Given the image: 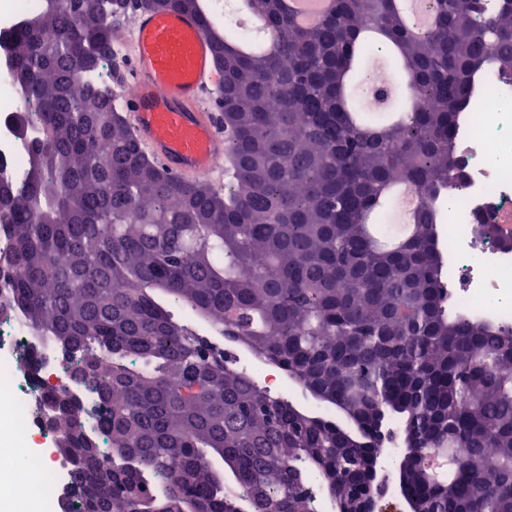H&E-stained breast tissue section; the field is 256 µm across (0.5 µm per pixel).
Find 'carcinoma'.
Listing matches in <instances>:
<instances>
[{"label": "carcinoma", "instance_id": "1", "mask_svg": "<svg viewBox=\"0 0 512 512\" xmlns=\"http://www.w3.org/2000/svg\"><path fill=\"white\" fill-rule=\"evenodd\" d=\"M273 43L224 59V194L151 161L112 89L96 77L100 0H53L12 31L11 78L36 105L18 116L32 154L27 181L7 182L3 214L18 272L0 292L25 330L94 380L95 424L68 401L55 421L70 442L77 493L68 512H308L319 474L343 507L368 492L366 467L396 420L399 475L416 512H512V325L455 309L437 239L440 210L460 186L458 116L472 72L512 74V0H432L434 24L406 26L394 0H332L323 23L288 21L281 0H254ZM159 9L210 18L197 0ZM392 46L414 84L384 110L347 102L375 49ZM420 194L414 234L379 246L368 223L394 183ZM94 246H89V241ZM200 315L217 336L280 366L333 417L294 409L237 371L158 296ZM101 432L107 464L87 447ZM456 460L435 477L433 454ZM182 458L173 474L170 463ZM243 494L228 490L215 460Z\"/></svg>", "mask_w": 512, "mask_h": 512}]
</instances>
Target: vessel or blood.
Instances as JSON below:
<instances>
[{
	"label": "vessel or blood",
	"instance_id": "obj_1",
	"mask_svg": "<svg viewBox=\"0 0 512 512\" xmlns=\"http://www.w3.org/2000/svg\"><path fill=\"white\" fill-rule=\"evenodd\" d=\"M114 38L126 50L122 107L140 148L182 180L221 186L225 139L210 34L195 15L139 10Z\"/></svg>",
	"mask_w": 512,
	"mask_h": 512
}]
</instances>
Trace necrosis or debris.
I'll return each mask as SVG.
<instances>
[{"label": "necrosis or debris", "mask_w": 512, "mask_h": 512, "mask_svg": "<svg viewBox=\"0 0 512 512\" xmlns=\"http://www.w3.org/2000/svg\"><path fill=\"white\" fill-rule=\"evenodd\" d=\"M476 82L480 107L463 113L456 139L464 181L456 190V203L443 210L449 282L462 311L492 324L511 325L512 250L477 235L473 227L512 223V78L488 65L478 72ZM19 100L9 64L0 65V175L17 186L26 178L31 152L14 131ZM24 354L36 356L35 367L21 363ZM45 379L67 389L78 402L94 397L91 383L72 380L69 366L53 348L22 329L15 311L0 312V416H10V438L17 447L16 454L0 457V499L9 502L12 512H28L23 492L32 482L55 503L75 494L66 459L53 455L45 466L25 453L31 444L50 452L56 444V434L44 423L38 405Z\"/></svg>", "instance_id": "necrosis-or-debris-1"}]
</instances>
